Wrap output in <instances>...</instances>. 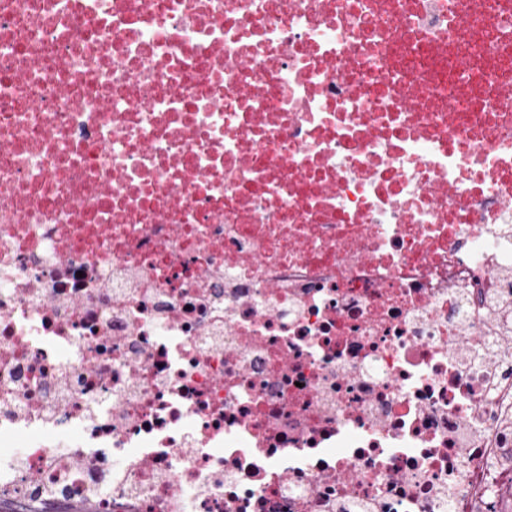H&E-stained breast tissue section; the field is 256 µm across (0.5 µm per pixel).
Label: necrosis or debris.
<instances>
[{"mask_svg": "<svg viewBox=\"0 0 512 512\" xmlns=\"http://www.w3.org/2000/svg\"><path fill=\"white\" fill-rule=\"evenodd\" d=\"M512 0H0V497L512 512Z\"/></svg>", "mask_w": 512, "mask_h": 512, "instance_id": "1", "label": "necrosis or debris"}]
</instances>
